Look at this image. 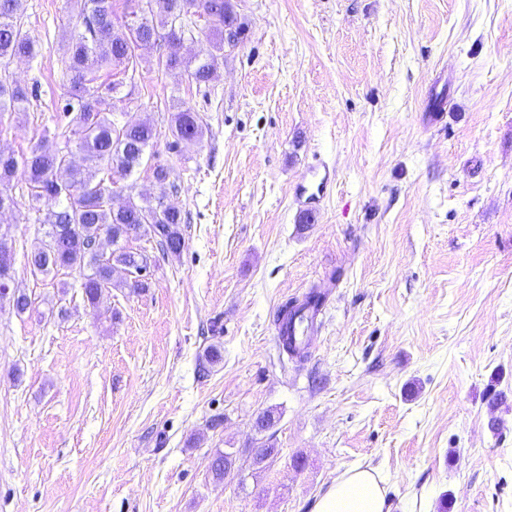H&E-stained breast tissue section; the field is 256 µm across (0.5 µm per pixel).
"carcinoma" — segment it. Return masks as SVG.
I'll list each match as a JSON object with an SVG mask.
<instances>
[{
  "instance_id": "cac0c4a2",
  "label": "carcinoma",
  "mask_w": 512,
  "mask_h": 512,
  "mask_svg": "<svg viewBox=\"0 0 512 512\" xmlns=\"http://www.w3.org/2000/svg\"><path fill=\"white\" fill-rule=\"evenodd\" d=\"M25 0H0V61L32 57L36 41L24 27ZM72 15L88 32L76 27L69 35L65 61L69 84L68 102L63 111L70 117L72 136L81 140L79 151L83 164L76 165L66 154L41 147L18 159L0 151V212L15 207L14 179L24 176L29 201L36 205L52 199L57 208L48 212L45 239L31 255L33 270L47 274L68 269L82 279L86 301L94 306L101 295L114 287L113 273L122 266L130 273L147 263V257L119 247L106 254L103 242L113 245L142 236H153L165 253L178 254L185 245L181 232L183 221L179 208L165 202L130 199L112 207L110 193L100 173L124 176L132 174L143 162L146 148L156 137L147 122L119 125L105 115L102 90L113 91L117 82L97 84L100 72L125 76L135 70V49L149 41L159 29L172 26L181 10L193 9L205 18L211 31L220 35L212 49L192 58L181 55L178 37H173L164 60L168 71H178L190 83L209 84L216 73L218 53L224 50L225 32H240L231 0H148V12L139 29L121 34L114 31L113 0H71ZM27 92L18 84L0 80V112H23ZM171 134L174 144L202 137L197 115L189 109L175 113ZM324 304V296L313 289L304 299H290L280 309L278 321L284 325L278 336L282 351L291 357H305L308 345L294 334V320L314 321Z\"/></svg>"
}]
</instances>
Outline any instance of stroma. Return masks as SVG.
<instances>
[{"label": "stroma", "instance_id": "35a3bbf8", "mask_svg": "<svg viewBox=\"0 0 512 512\" xmlns=\"http://www.w3.org/2000/svg\"><path fill=\"white\" fill-rule=\"evenodd\" d=\"M232 4L242 33L209 86L152 44L105 101L157 132L113 205L162 196L184 219L180 254L126 241L146 288L119 267L89 305L75 273L31 271L54 201L32 210L19 181L0 214L32 300L0 302V512H314L359 465L390 512H512V0ZM25 7L37 53L0 77L29 105L0 114V149L81 160L62 112L76 21L66 0ZM185 108L203 136L177 145ZM319 159L333 188L307 220L294 188ZM313 289L297 360L277 318Z\"/></svg>", "mask_w": 512, "mask_h": 512}]
</instances>
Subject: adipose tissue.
Listing matches in <instances>:
<instances>
[{"instance_id": "1", "label": "adipose tissue", "mask_w": 512, "mask_h": 512, "mask_svg": "<svg viewBox=\"0 0 512 512\" xmlns=\"http://www.w3.org/2000/svg\"><path fill=\"white\" fill-rule=\"evenodd\" d=\"M315 512H389L385 491L373 469L361 466L339 475Z\"/></svg>"}]
</instances>
